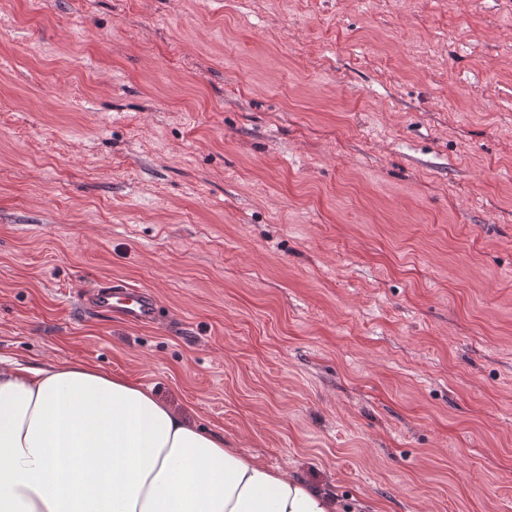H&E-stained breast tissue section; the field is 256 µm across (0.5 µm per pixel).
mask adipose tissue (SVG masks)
Segmentation results:
<instances>
[{"label":"adipose tissue","mask_w":512,"mask_h":512,"mask_svg":"<svg viewBox=\"0 0 512 512\" xmlns=\"http://www.w3.org/2000/svg\"><path fill=\"white\" fill-rule=\"evenodd\" d=\"M0 512H341L334 491L225 444L142 384L0 361Z\"/></svg>","instance_id":"obj_1"}]
</instances>
